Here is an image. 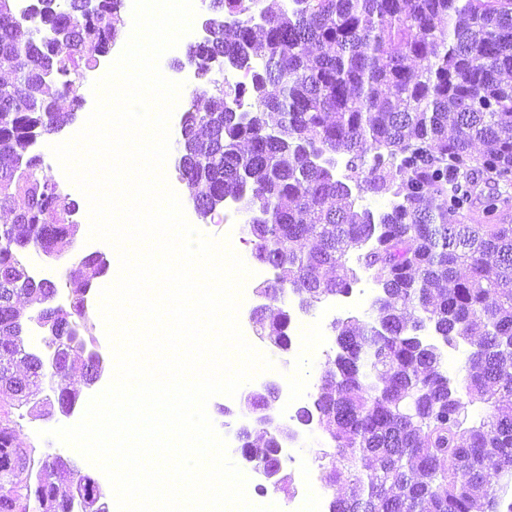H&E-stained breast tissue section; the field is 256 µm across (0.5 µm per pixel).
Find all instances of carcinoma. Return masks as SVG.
Here are the masks:
<instances>
[{
	"mask_svg": "<svg viewBox=\"0 0 512 512\" xmlns=\"http://www.w3.org/2000/svg\"><path fill=\"white\" fill-rule=\"evenodd\" d=\"M120 2L99 0L87 16L83 0L24 11L0 0V69L14 75L0 84V158L11 160L0 166V206L24 200L0 224V336L18 335L20 295L54 315V284L10 270L65 244L77 205L25 152L71 119L55 96L77 99L83 71L116 38ZM257 2L210 0L208 33L186 52L206 88L181 118L177 168L202 219L246 192L252 256L274 270L265 294L275 305L258 324L280 350L292 346L288 297L310 309L371 274L374 317L332 322L335 357L312 407L294 415L334 444L315 450L324 485L347 486L330 512H512V222L498 191L475 220L469 183L482 172L512 188V0H280L256 14ZM216 56L247 82L212 78ZM352 179L387 206L360 204ZM462 343L458 380L445 349ZM68 370L0 343V385L13 394L0 401V434L14 436L13 409L46 382L78 399ZM476 403L486 409L478 421ZM252 425L239 429L242 447L267 460L277 444L269 433L253 443ZM15 452L38 469L24 482L0 460V512L10 498L27 512H44L47 498L73 512L61 478L79 487L81 512H99L98 479L71 461L37 463L33 448Z\"/></svg>",
	"mask_w": 512,
	"mask_h": 512,
	"instance_id": "cac0c4a2",
	"label": "carcinoma"
}]
</instances>
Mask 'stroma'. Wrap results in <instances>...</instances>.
<instances>
[{
  "label": "stroma",
  "mask_w": 512,
  "mask_h": 512,
  "mask_svg": "<svg viewBox=\"0 0 512 512\" xmlns=\"http://www.w3.org/2000/svg\"><path fill=\"white\" fill-rule=\"evenodd\" d=\"M119 34L110 46L107 53L98 55L92 69L85 73L83 86L80 93L83 97L81 105H73L69 97H61L58 107L63 112H74L73 121L66 124L56 133L39 137L31 146V153L40 155L42 165L40 174L45 179L56 183L68 197L77 202L79 209L73 219L77 222L79 229L71 246H69L59 261H42L40 258H32L30 267H37L42 272L63 271L64 276L57 281V294L54 302L59 306H69L74 288L79 285L77 277L80 259L100 248L104 243L100 240H89L88 202L79 189L72 185L64 175L58 162L53 156L51 145L63 142L75 135L84 125L87 117L95 105V96L92 91L93 83L105 75L110 67L113 58L119 57L128 40L132 28V16L130 13H122ZM184 213L188 218L194 219L199 231L216 239L229 238L231 245L243 254H250L251 246L243 239L241 227L244 215L242 212L226 213L225 210H217L207 220H199L192 204L185 203ZM252 345L265 353L275 364V370L271 376L272 381H280L285 371L284 360H291L292 371L295 377V385L304 394H313L319 383L320 377L325 369L327 355L335 353V338L331 333H323L320 336H297L293 339L290 352H283L271 345L268 341L259 337H252ZM13 419L15 421V443L17 446L31 448L35 451L38 459H45L57 454L68 457L76 465H83V457L72 448L63 447L54 438L48 437V430L61 426L59 416L35 417L29 414L27 409L15 410ZM302 440L299 453L307 462L306 468L292 469L293 489L295 493H303L307 486L315 485L321 481V470L314 462L315 449L327 445L329 438L327 434L310 425L301 430Z\"/></svg>",
  "instance_id": "obj_1"
}]
</instances>
